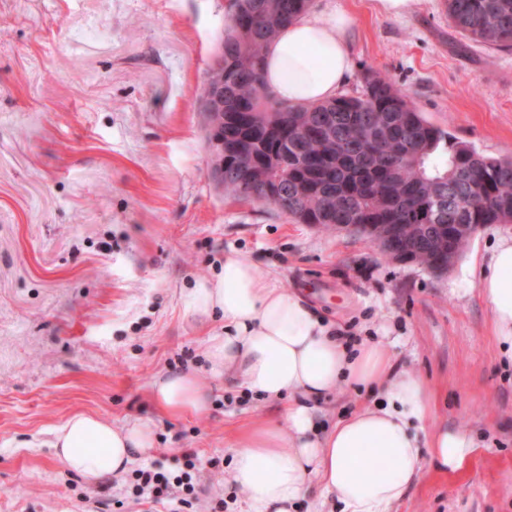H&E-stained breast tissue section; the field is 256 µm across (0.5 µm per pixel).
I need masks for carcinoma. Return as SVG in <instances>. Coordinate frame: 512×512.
<instances>
[{"mask_svg": "<svg viewBox=\"0 0 512 512\" xmlns=\"http://www.w3.org/2000/svg\"><path fill=\"white\" fill-rule=\"evenodd\" d=\"M311 0H246L224 28L214 64L224 63V189L273 205L301 224L414 228L389 248L419 265L448 262L452 224H507L512 219V157L476 152L432 125L386 74L367 70L355 95L312 105L274 101L262 79L264 50ZM464 38L512 48V0H445ZM449 141L447 158L433 155ZM278 184L269 194L265 184ZM463 198L476 200L468 209Z\"/></svg>", "mask_w": 512, "mask_h": 512, "instance_id": "1", "label": "carcinoma"}]
</instances>
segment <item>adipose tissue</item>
<instances>
[{
  "label": "adipose tissue",
  "instance_id": "adipose-tissue-1",
  "mask_svg": "<svg viewBox=\"0 0 512 512\" xmlns=\"http://www.w3.org/2000/svg\"><path fill=\"white\" fill-rule=\"evenodd\" d=\"M353 18L338 0L302 14L265 49L264 82L282 104L336 98L352 73ZM502 355L512 359V236L492 243L478 283ZM187 314L224 315V333L206 349L212 371L259 396L290 397L283 422L249 426L233 451L229 482L247 512H294L317 494L333 512H391L428 467L463 468L475 452L464 432L430 426L425 382L392 369L382 341L351 348L339 325L300 295L260 275L256 263L225 254L223 270L182 296ZM378 400L314 435L311 404L339 383ZM152 397L171 413L202 411L205 393L190 373L156 381ZM50 445L65 466L98 482L121 474L153 446L145 425L118 428L76 413L52 429Z\"/></svg>",
  "mask_w": 512,
  "mask_h": 512
}]
</instances>
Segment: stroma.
Returning <instances> with one entry per match:
<instances>
[{
    "label": "stroma",
    "instance_id": "1",
    "mask_svg": "<svg viewBox=\"0 0 512 512\" xmlns=\"http://www.w3.org/2000/svg\"><path fill=\"white\" fill-rule=\"evenodd\" d=\"M228 0H0V512H148L129 474L91 483L49 432L76 412L149 425L146 460L185 454L225 495L231 446L282 420L287 399L213 378L206 358L224 316L193 317L181 295L251 256L260 274L342 322L350 343L387 336L397 370L425 381L430 423L479 444L455 472L426 470L393 512H512V362L503 359L475 259L512 234L491 224L447 274L384 258L366 237L298 223L225 194L206 163L200 98L224 36ZM354 72L389 75L435 126L492 157L512 156V50L462 39L444 0L399 17L344 0ZM193 372L201 412L152 398L164 374ZM341 386L319 428L371 403Z\"/></svg>",
    "mask_w": 512,
    "mask_h": 512
}]
</instances>
